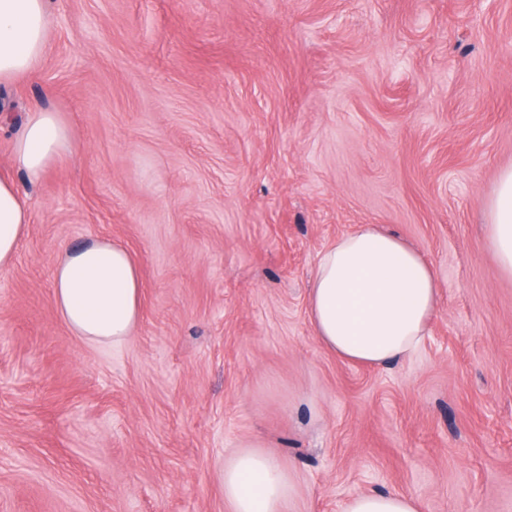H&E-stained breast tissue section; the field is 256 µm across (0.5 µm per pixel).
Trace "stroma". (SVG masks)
Instances as JSON below:
<instances>
[{
  "mask_svg": "<svg viewBox=\"0 0 512 512\" xmlns=\"http://www.w3.org/2000/svg\"><path fill=\"white\" fill-rule=\"evenodd\" d=\"M68 120L39 184L25 115ZM512 167V0H53L46 58L0 87V171L32 212L0 269V512H228L224 463L284 461L289 512L400 492L512 512V277L484 238ZM382 224L441 308L388 367L317 341L321 252ZM124 244L141 318L73 336L64 248ZM73 147L71 128L60 112L36 108L12 142V152L30 183H39Z\"/></svg>",
  "mask_w": 512,
  "mask_h": 512,
  "instance_id": "obj_1",
  "label": "stroma"
}]
</instances>
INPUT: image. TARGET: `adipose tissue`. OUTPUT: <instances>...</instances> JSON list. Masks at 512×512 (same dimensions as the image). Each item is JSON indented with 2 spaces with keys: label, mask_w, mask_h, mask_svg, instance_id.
<instances>
[{
  "label": "adipose tissue",
  "mask_w": 512,
  "mask_h": 512,
  "mask_svg": "<svg viewBox=\"0 0 512 512\" xmlns=\"http://www.w3.org/2000/svg\"><path fill=\"white\" fill-rule=\"evenodd\" d=\"M50 26L48 0H0V86L42 65ZM73 147L62 113L36 108L12 142L29 182H41ZM486 243L512 276V168L503 170L486 204ZM31 222L27 200L0 174V267L10 266ZM56 309L68 329L88 343L118 345L141 315V279L130 251L108 240L63 250L53 274ZM439 311L432 264L379 224L342 236L319 257L308 289L315 336L338 357L381 368L422 344ZM224 501L230 512H288L292 485L286 465L244 450L224 466ZM343 512H422L401 493L364 492Z\"/></svg>",
  "instance_id": "1"
}]
</instances>
